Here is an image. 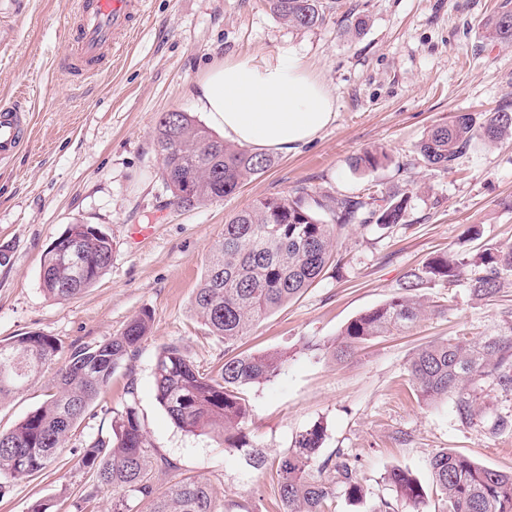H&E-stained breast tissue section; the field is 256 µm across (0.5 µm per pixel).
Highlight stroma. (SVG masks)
<instances>
[{
	"mask_svg": "<svg viewBox=\"0 0 512 512\" xmlns=\"http://www.w3.org/2000/svg\"><path fill=\"white\" fill-rule=\"evenodd\" d=\"M324 24L296 28L278 20L264 0H146L121 50L100 74L81 82L55 70L65 49L75 0H25L0 7V102L29 112L28 142L0 165V340L37 332L55 339L52 363L31 385L0 403V430L12 427L52 392L73 348L120 335L146 311L150 333L134 359L121 363L64 449L72 456L110 436L134 388L154 448L177 461L183 475L205 482L221 512H283L271 461L296 436L319 424V459L343 451L358 461L365 496L336 512H372L380 500L397 512L389 482L396 467L411 470L429 494L423 512H440L432 494L430 457L448 448L479 464L512 472V430L492 423L512 414V393L489 378L475 380L478 416L459 422L453 398L429 402L407 372L413 353L431 341L512 333V277L490 299L468 282L429 281L423 298L441 313L409 331L374 339L338 361L330 342L358 314L385 303L408 272L436 253H477L512 245V139L477 144L454 169L428 166L416 151L435 124L458 112H491L512 104V45L491 38L484 22L512 0H326ZM364 20L355 30L356 20ZM280 55L301 60L335 100V119L293 152L273 153L272 166L224 199L177 207L162 186L154 129L171 111H197L191 91L215 62ZM384 147L386 163L355 168L367 148ZM407 197L405 221L389 229L353 224L339 238L345 263L328 270L287 305L254 326L234 353H284L282 370L246 386V432L266 453L264 470L213 435L173 425L155 399L153 368L160 348L180 346L202 371L217 372L224 340L193 313L191 300L224 221L253 201L298 187L365 197ZM94 224L110 238L112 262L86 292L67 301L41 284L43 255L67 227ZM150 234L131 241L130 227ZM94 491L85 501L86 491ZM111 487L90 473L59 464L16 481L0 496V512H27L38 498L53 512H112Z\"/></svg>",
	"mask_w": 512,
	"mask_h": 512,
	"instance_id": "stroma-1",
	"label": "stroma"
}]
</instances>
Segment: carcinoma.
<instances>
[{
	"instance_id": "cac0c4a2",
	"label": "carcinoma",
	"mask_w": 512,
	"mask_h": 512,
	"mask_svg": "<svg viewBox=\"0 0 512 512\" xmlns=\"http://www.w3.org/2000/svg\"><path fill=\"white\" fill-rule=\"evenodd\" d=\"M266 2L275 17L294 27L313 28L326 20L324 0ZM485 27L492 38L511 44L512 10L492 15ZM509 135L511 107L479 115L459 112L431 128L418 153L427 165L450 170L475 143H495ZM155 137L162 182L185 209L233 194L243 181L272 164L265 154L212 135L186 112L163 114ZM386 158L383 149L374 147L357 157L355 166L375 168ZM406 207L407 198H392L366 214L365 202L357 197L312 195L304 187L260 199L225 221L224 236L192 299L193 310L214 335L224 338L228 349L330 266L340 267L337 240L342 229L371 222L388 229L404 222ZM82 236L85 267L79 281L65 285L68 271L60 265L41 274L43 290L57 300H69L92 287L110 264L112 244L98 234V227L87 225ZM508 275L512 246L486 248L474 256L435 255L424 274L409 273L386 303L351 320L335 339L334 350L351 356L371 338L402 332L435 313L434 306L416 295L428 279L450 287L465 279L475 295L492 297ZM149 331L150 315L144 311L120 335L74 349L69 364L56 375L55 392L12 428L0 431V495L8 484L42 473L59 457L114 370L135 356ZM56 351V341L38 333L0 341V401L33 383ZM282 364L273 353L236 354L225 358L221 372L213 376L199 370L180 347L168 345L153 368L156 400L177 428L216 434L224 447L244 452L249 465L259 471L267 458L243 432L248 406L242 390L277 375ZM407 370L425 399L453 395L456 417L471 424L477 415L471 389L476 378H491L501 390L512 391V335L431 343L414 354ZM134 391V386L127 387L129 398L112 422V438L86 444L76 453L75 467L112 487V512H220L205 483L180 477L177 463L153 448ZM323 437V427L315 424L278 457L277 493L283 512H335L338 497L349 502L363 498L358 466L345 454L316 465ZM428 467L443 512H512V472L483 467L448 448L434 453ZM389 480L413 509L425 502L426 493L412 471L394 468Z\"/></svg>"
}]
</instances>
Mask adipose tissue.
<instances>
[{"label":"adipose tissue","mask_w":512,"mask_h":512,"mask_svg":"<svg viewBox=\"0 0 512 512\" xmlns=\"http://www.w3.org/2000/svg\"><path fill=\"white\" fill-rule=\"evenodd\" d=\"M194 102L224 138L256 152L289 153L335 117L334 99L298 59L249 56L213 64Z\"/></svg>","instance_id":"1"}]
</instances>
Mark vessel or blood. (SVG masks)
<instances>
[{"label": "vessel or blood", "mask_w": 512, "mask_h": 512, "mask_svg": "<svg viewBox=\"0 0 512 512\" xmlns=\"http://www.w3.org/2000/svg\"><path fill=\"white\" fill-rule=\"evenodd\" d=\"M141 7L142 0H77L67 24V49L57 61L58 72L83 79L105 70ZM27 131L24 109L16 104L0 106V163L18 152Z\"/></svg>", "instance_id": "vessel-or-blood-1"}]
</instances>
